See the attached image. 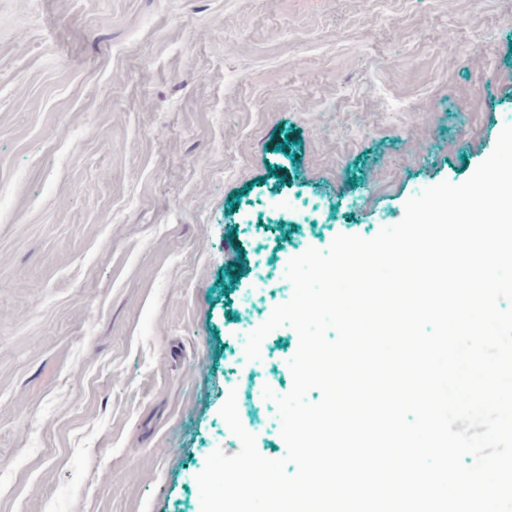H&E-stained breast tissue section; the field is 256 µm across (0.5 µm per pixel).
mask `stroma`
Here are the masks:
<instances>
[{"label":"stroma","instance_id":"stroma-1","mask_svg":"<svg viewBox=\"0 0 512 512\" xmlns=\"http://www.w3.org/2000/svg\"><path fill=\"white\" fill-rule=\"evenodd\" d=\"M507 125L512 0H0V512H201L232 391L283 457L285 265Z\"/></svg>","mask_w":512,"mask_h":512}]
</instances>
